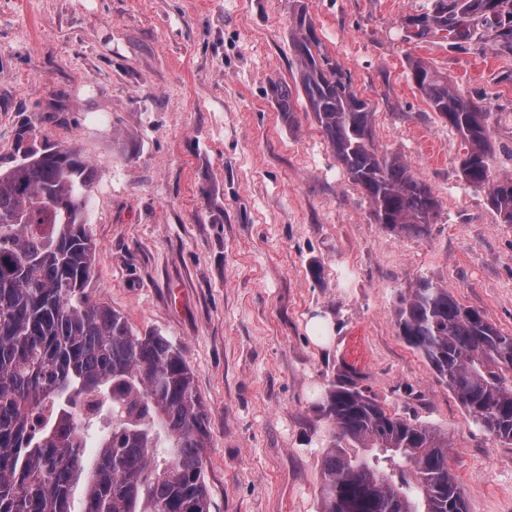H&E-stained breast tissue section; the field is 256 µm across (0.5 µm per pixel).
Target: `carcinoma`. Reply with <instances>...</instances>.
I'll use <instances>...</instances> for the list:
<instances>
[{
  "label": "carcinoma",
  "mask_w": 512,
  "mask_h": 512,
  "mask_svg": "<svg viewBox=\"0 0 512 512\" xmlns=\"http://www.w3.org/2000/svg\"><path fill=\"white\" fill-rule=\"evenodd\" d=\"M408 27L419 40L444 31L455 45L487 37L512 52V0H435ZM293 48L308 108L376 223L427 231L437 199L405 163L378 152L369 102L321 51L304 12ZM411 78L461 137L463 179L489 188L491 208L512 224V177L492 176L488 113L423 62ZM274 95L293 120L290 90L278 85ZM92 181L89 161L69 145L28 149L0 171V512H71L81 477L83 512H209L207 416L181 350L135 334L88 294ZM396 319L473 422L512 444V336L430 281L401 299ZM321 411L334 424L322 512H467L440 431L387 411L353 372L330 384Z\"/></svg>",
  "instance_id": "1"
}]
</instances>
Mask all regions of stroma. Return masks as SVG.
I'll list each match as a JSON object with an SVG mask.
<instances>
[{
  "label": "stroma",
  "mask_w": 512,
  "mask_h": 512,
  "mask_svg": "<svg viewBox=\"0 0 512 512\" xmlns=\"http://www.w3.org/2000/svg\"><path fill=\"white\" fill-rule=\"evenodd\" d=\"M433 2L0 0V170L32 145L89 161V290L180 347L207 415L209 512H321L320 405L347 367L447 434L468 512H512V445L472 421L395 317L428 280L512 335V224L462 180L459 135L410 78L424 62L486 108L493 173L512 176V53L413 38L408 19ZM301 12L369 100L379 153L438 200L425 233L375 222L307 109Z\"/></svg>",
  "instance_id": "stroma-1"
}]
</instances>
